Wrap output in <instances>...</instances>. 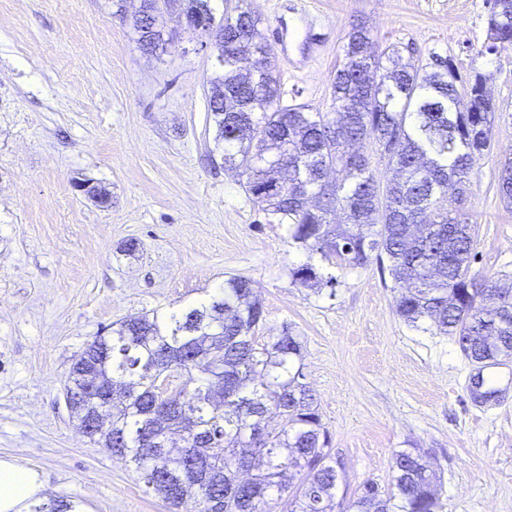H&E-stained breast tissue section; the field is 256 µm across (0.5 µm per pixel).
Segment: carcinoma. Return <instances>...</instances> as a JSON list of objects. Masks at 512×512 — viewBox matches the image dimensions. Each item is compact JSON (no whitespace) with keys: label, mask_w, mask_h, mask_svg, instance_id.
<instances>
[{"label":"carcinoma","mask_w":512,"mask_h":512,"mask_svg":"<svg viewBox=\"0 0 512 512\" xmlns=\"http://www.w3.org/2000/svg\"><path fill=\"white\" fill-rule=\"evenodd\" d=\"M189 15L213 17L209 0H182ZM238 0L224 10L223 54L208 80V109L224 167L246 175L247 191L288 225L291 240L327 261L388 272L397 315L454 338L472 363L512 358V283L476 282L465 187L490 149L487 87L476 71L461 81L451 61L420 65L396 47L381 51L368 25L352 24L332 78L335 111L280 104L270 45L259 18ZM491 46L512 47V0H487ZM154 19L143 33L139 15ZM132 25L143 50L163 44L159 0H140ZM368 141L372 153L351 146ZM393 178L380 186L374 161ZM333 171L344 173L330 182ZM497 191L512 206V160ZM296 281L320 280L311 266ZM263 320L253 282L224 280L208 301L163 319L134 317L99 336L72 364L66 394L90 439L135 466L174 512H436L435 469L416 448L395 454L388 487L372 480L336 500L338 474L315 398L303 382L302 343L285 327L258 343ZM191 392L152 396L167 368ZM276 412L280 425H269Z\"/></svg>","instance_id":"1"}]
</instances>
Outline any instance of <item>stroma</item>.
<instances>
[{
    "instance_id": "stroma-1",
    "label": "stroma",
    "mask_w": 512,
    "mask_h": 512,
    "mask_svg": "<svg viewBox=\"0 0 512 512\" xmlns=\"http://www.w3.org/2000/svg\"><path fill=\"white\" fill-rule=\"evenodd\" d=\"M276 57L282 105L332 111V76L354 20L379 48L478 70L497 110L471 173L477 282L512 278V209L496 194L512 158V48L490 55L486 0H248ZM116 0H0V458L38 471L45 493L86 512H169L125 463L83 436L65 403L74 360L103 328L254 282L261 340L291 327L331 436L336 496L389 485L395 454L420 449L437 512H512V359L481 371L451 337L405 325L377 264L334 267L288 237L245 180L211 158L207 81L215 51L168 14L166 51H142ZM321 39L307 63V29ZM136 240L129 254L124 245ZM310 264L336 284L294 283Z\"/></svg>"
}]
</instances>
